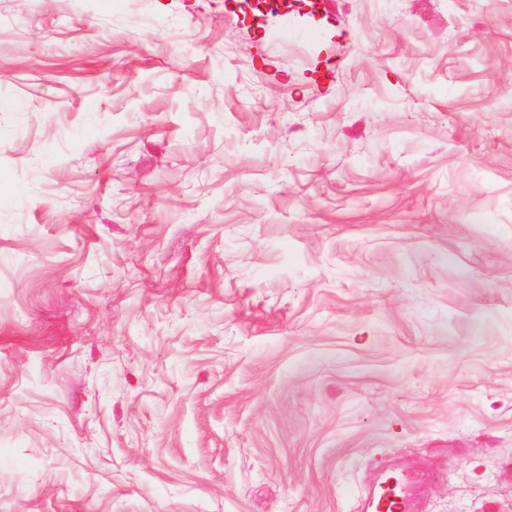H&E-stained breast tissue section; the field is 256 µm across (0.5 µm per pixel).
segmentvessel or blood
<instances>
[{
  "instance_id": "obj_1",
  "label": "vessel or blood",
  "mask_w": 512,
  "mask_h": 512,
  "mask_svg": "<svg viewBox=\"0 0 512 512\" xmlns=\"http://www.w3.org/2000/svg\"><path fill=\"white\" fill-rule=\"evenodd\" d=\"M422 487L417 474L383 470L375 485L359 495L356 512H413Z\"/></svg>"
}]
</instances>
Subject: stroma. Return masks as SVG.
<instances>
[{
	"label": "stroma",
	"mask_w": 512,
	"mask_h": 512,
	"mask_svg": "<svg viewBox=\"0 0 512 512\" xmlns=\"http://www.w3.org/2000/svg\"><path fill=\"white\" fill-rule=\"evenodd\" d=\"M0 0V512H512V0ZM382 471L375 485L359 495L355 512H414L423 487L418 475Z\"/></svg>",
	"instance_id": "stroma-1"
}]
</instances>
